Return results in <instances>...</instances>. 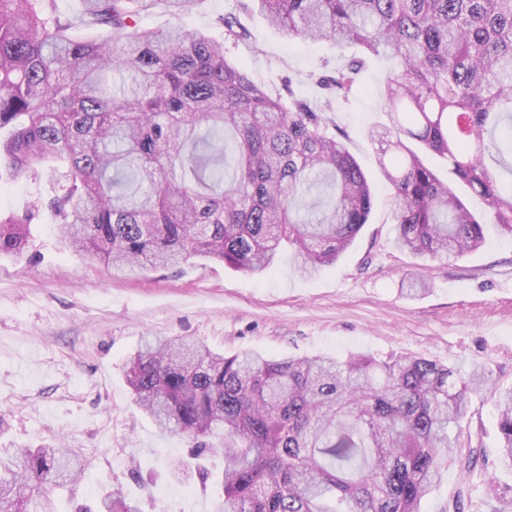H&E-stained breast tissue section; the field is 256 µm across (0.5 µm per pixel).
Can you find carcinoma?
<instances>
[{
  "label": "carcinoma",
  "instance_id": "cac0c4a2",
  "mask_svg": "<svg viewBox=\"0 0 512 512\" xmlns=\"http://www.w3.org/2000/svg\"><path fill=\"white\" fill-rule=\"evenodd\" d=\"M165 2L83 0L65 20L56 0H0V183L49 177L23 212H0V258L29 256L44 212L69 251L117 270L195 258L269 276L335 263L368 223L375 196L328 113L349 101L366 59L384 54L386 121L365 137L391 195L395 245L423 260L463 257L484 222L453 181L512 235V198L486 158L485 133L512 127V0H254L290 41L358 49L329 73L314 107L272 97L224 56L249 37L233 13L224 41L175 24L130 28ZM448 164L445 180L421 154ZM330 188L299 216V194ZM134 402L162 431L194 440L190 456L224 457L214 512H422L448 462L474 471L468 403L489 392L497 461L512 471V387L475 365L467 376L425 358L350 353L224 356L183 338H146L128 358ZM222 432L224 447L204 441ZM82 469L62 448H22L0 468V512H52L49 495ZM98 512H142L120 486ZM491 512H512V486Z\"/></svg>",
  "mask_w": 512,
  "mask_h": 512
}]
</instances>
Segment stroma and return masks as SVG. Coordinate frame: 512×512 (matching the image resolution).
<instances>
[{
	"label": "stroma",
	"mask_w": 512,
	"mask_h": 512,
	"mask_svg": "<svg viewBox=\"0 0 512 512\" xmlns=\"http://www.w3.org/2000/svg\"><path fill=\"white\" fill-rule=\"evenodd\" d=\"M230 12L250 37L225 43L228 58L271 96L282 94L287 77L298 97L320 96L311 75L334 69L339 51L328 42H288L252 0H200L176 19L159 6L136 14L135 23L148 29L176 21L223 41L217 20ZM390 66L371 59L359 91L334 114L376 203L354 246L314 276H301L285 260L274 277L259 279L204 259L129 276L64 250L44 219L31 227L34 260H0V461L23 447L72 448L83 470L53 493V512L95 506L115 484L142 512H209L221 496L213 479L171 477L169 466L186 453L189 438L160 432L133 402L123 367L145 336H190L228 356L394 352L462 373L478 363L498 385L512 386V236L490 224L477 251L425 261L394 244L391 203L364 136L384 119L381 88ZM417 278L428 291L407 295ZM470 412L483 428L480 456L489 465L468 476L449 464L423 512L456 503L461 512H490L495 489L512 485V473L495 464L493 398L472 397Z\"/></svg>",
	"instance_id": "obj_1"
}]
</instances>
